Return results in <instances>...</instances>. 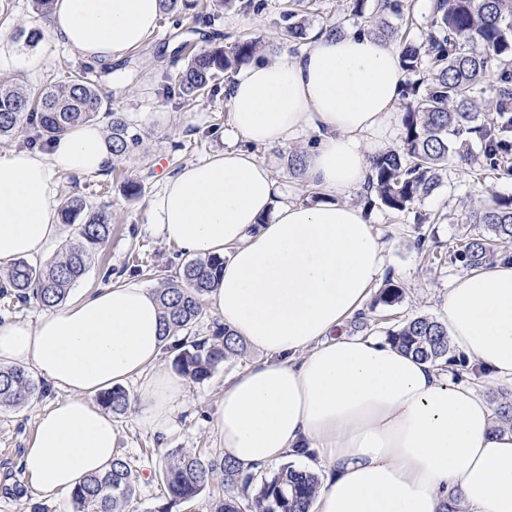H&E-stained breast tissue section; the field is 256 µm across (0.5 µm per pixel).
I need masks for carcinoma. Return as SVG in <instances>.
Instances as JSON below:
<instances>
[{"mask_svg":"<svg viewBox=\"0 0 512 512\" xmlns=\"http://www.w3.org/2000/svg\"><path fill=\"white\" fill-rule=\"evenodd\" d=\"M367 0H352L350 16L368 25L367 33L393 46L400 67L410 80L403 98L401 147L376 159L367 190L370 204L390 213H405L443 186L448 162L471 160L462 152L467 135L476 134L483 166L495 170L512 158V0H435L427 34V49L400 32L388 17L402 16V0H376L366 13ZM200 0H161V8L176 17L196 9ZM280 27L288 38L306 35L305 24L293 10L281 14ZM259 41L240 36L228 45L216 44L185 59L172 83L162 88L166 98H199L213 92L223 74L251 61L260 51ZM92 69L68 67L47 79L48 86L31 94L18 82H0V139L27 131V140L46 141L86 123L105 120L112 154L119 160L142 143V134L100 94L91 80ZM493 94L494 109L480 118L477 95ZM61 223L73 231L69 248L46 264L18 260L7 271L0 292L25 301L35 298L44 308L62 305L73 286L112 234V213L93 209L72 195L61 205ZM473 223L487 227L490 236L466 237L453 251L452 260L469 270L512 258V197L499 196L473 213ZM220 258L192 259L182 273L156 290L162 309L165 336L192 332L205 317L201 297L223 270ZM404 289L387 277L373 306L392 307L403 299ZM387 341L401 351L436 367L460 366L479 376L485 369L452 355L443 322L417 316L387 331ZM243 342L228 327L213 335L195 336L179 347L174 364L196 382L212 376L226 359L238 354ZM46 392L23 367L0 368V406H17ZM102 407L122 414L128 395L120 386L101 393ZM496 421L512 427V390L502 387L495 410ZM223 476V493L213 512H309L320 478L288 465L265 480L254 498L245 502L242 488L253 475L226 457L175 449L168 453L159 477L168 502L157 512L201 494L216 475ZM136 492V476L129 461L116 457L112 469L93 475L72 491L73 512H125Z\"/></svg>","mask_w":512,"mask_h":512,"instance_id":"cac0c4a2","label":"carcinoma"}]
</instances>
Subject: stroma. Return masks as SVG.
<instances>
[{
    "label": "stroma",
    "mask_w": 512,
    "mask_h": 512,
    "mask_svg": "<svg viewBox=\"0 0 512 512\" xmlns=\"http://www.w3.org/2000/svg\"><path fill=\"white\" fill-rule=\"evenodd\" d=\"M288 3L268 0V9L260 13L237 4L215 10L211 26L232 39L245 35L264 43L276 40L277 55H291L300 49V42L278 37L280 13ZM45 24L34 11L32 0H0V34L8 39H15L22 31L44 29ZM185 43L197 49L205 45L193 16H184L176 23L163 15L151 35L124 60L113 63L110 72L92 73L113 111L140 131L143 142L105 172L62 174L55 180L56 201L76 194L92 206L108 207L112 213V236L74 285L71 297L125 279H136L157 289L178 276L188 260L187 254L158 234L152 223V205L164 178L228 145L232 109L221 92L192 101L163 97L164 74L174 52ZM21 50V57L0 58V81L20 80L31 92L40 90L46 78L61 66L85 63L79 53L62 45L44 50L25 44ZM312 144V139L302 138L285 145L253 143L249 149L271 167L286 199L307 204L312 187L302 177L289 173L288 156L308 152ZM131 180L143 186L142 195L135 199L125 193V185ZM493 195H512V174H492L476 164L464 169L449 166L443 187L406 214H391L368 205L366 191L350 195V203L365 208L383 231L387 271L404 290L400 303L369 312L367 334H385L417 316L442 319L448 286L464 272L460 264L450 261L449 253L465 235L484 233V226L469 223L468 215L481 206L485 197ZM425 214L439 215V223H418V216ZM426 249L440 253L442 262L433 265L424 261L422 252ZM261 358V352L248 346L222 363L209 379L189 381L187 404L178 412L176 428L165 435L146 433L137 425L134 404L140 383H125L131 405L126 413L113 417L120 433L117 452L140 473L137 492L126 512H157L166 503L167 494L157 473L169 450L221 454L212 418L224 394V380ZM62 395V390L51 388L21 406L0 408V512H30L31 505L38 501L48 512H73L70 494L39 499L27 488L20 468L22 452L35 433L38 415Z\"/></svg>",
    "instance_id": "1"
}]
</instances>
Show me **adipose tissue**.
I'll list each match as a JSON object with an SVG mask.
<instances>
[{
  "label": "adipose tissue",
  "mask_w": 512,
  "mask_h": 512,
  "mask_svg": "<svg viewBox=\"0 0 512 512\" xmlns=\"http://www.w3.org/2000/svg\"><path fill=\"white\" fill-rule=\"evenodd\" d=\"M160 0H56L48 40L109 64L154 29ZM405 75L395 49L360 32L314 33L298 54L240 67L225 91L232 137L319 143L303 179L325 194L283 200L271 168L227 147L166 178L154 202L163 238L224 271L206 303L263 360L224 383L213 425L240 467L278 469L298 446L320 488L309 512H512V429L492 405L387 340L350 336L383 272L386 243L346 195L394 137ZM112 144L87 124L48 151L0 153V265L38 258L62 227L55 178L100 171ZM451 347L512 387V261L455 278L442 317ZM167 346L153 289L127 279L0 321V366L34 369L65 396L38 418L22 456L27 486L73 491L116 457L112 414L91 397L140 379L136 421L166 432L188 386L159 368Z\"/></svg>",
  "instance_id": "adipose-tissue-1"
}]
</instances>
